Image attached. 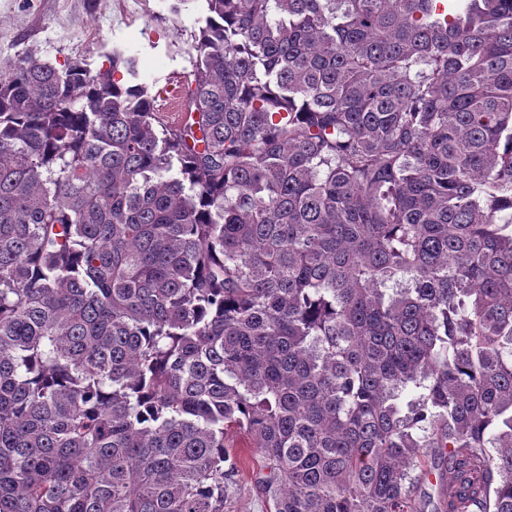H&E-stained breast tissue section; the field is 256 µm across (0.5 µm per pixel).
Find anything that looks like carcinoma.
Here are the masks:
<instances>
[{
	"instance_id": "carcinoma-1",
	"label": "carcinoma",
	"mask_w": 512,
	"mask_h": 512,
	"mask_svg": "<svg viewBox=\"0 0 512 512\" xmlns=\"http://www.w3.org/2000/svg\"><path fill=\"white\" fill-rule=\"evenodd\" d=\"M204 2L0 71V512H512V0ZM224 442L231 452H241L244 461L240 472L224 480V512H275L272 497L257 482L268 471L263 467V459L253 457L249 448H242L245 436L239 431H230Z\"/></svg>"
}]
</instances>
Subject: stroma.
<instances>
[{"label": "stroma", "instance_id": "35a3bbf8", "mask_svg": "<svg viewBox=\"0 0 512 512\" xmlns=\"http://www.w3.org/2000/svg\"><path fill=\"white\" fill-rule=\"evenodd\" d=\"M204 18L203 0H0V69L27 50L58 67L80 60L92 73L110 71L122 82L125 70L110 63L118 51L135 59L140 79L181 84ZM225 442L243 465L224 482V512H275L258 482L262 458L245 448L239 431Z\"/></svg>", "mask_w": 512, "mask_h": 512}]
</instances>
